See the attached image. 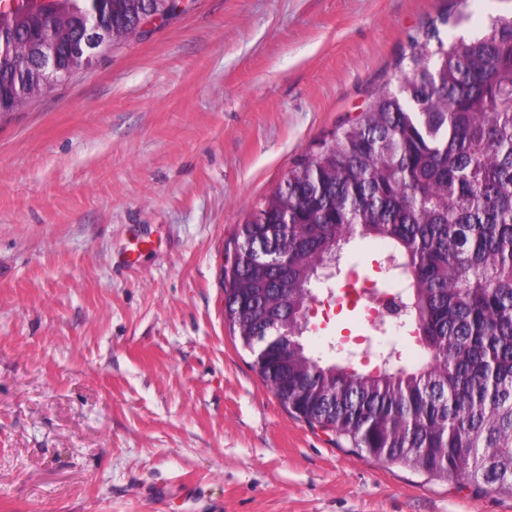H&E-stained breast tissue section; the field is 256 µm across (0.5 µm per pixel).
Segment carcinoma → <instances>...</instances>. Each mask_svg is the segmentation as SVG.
<instances>
[{
  "label": "carcinoma",
  "mask_w": 512,
  "mask_h": 512,
  "mask_svg": "<svg viewBox=\"0 0 512 512\" xmlns=\"http://www.w3.org/2000/svg\"><path fill=\"white\" fill-rule=\"evenodd\" d=\"M409 36L398 85L302 159L241 225L224 269V315L261 377L291 413L336 441L430 476L466 478L512 497V15L474 37L443 38L468 0ZM115 43L171 0H101ZM51 17L3 22L0 115L22 106L16 72L34 46H62L81 28V0ZM379 244L396 268L399 327L420 354L362 372L308 346L301 311L322 266L355 238ZM288 325V343L268 344Z\"/></svg>",
  "instance_id": "carcinoma-1"
}]
</instances>
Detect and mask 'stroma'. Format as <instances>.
<instances>
[{
    "label": "stroma",
    "instance_id": "1",
    "mask_svg": "<svg viewBox=\"0 0 512 512\" xmlns=\"http://www.w3.org/2000/svg\"><path fill=\"white\" fill-rule=\"evenodd\" d=\"M450 6L178 0L0 117V512H512L337 447L224 316L239 224ZM314 292L313 350L369 335Z\"/></svg>",
    "mask_w": 512,
    "mask_h": 512
}]
</instances>
